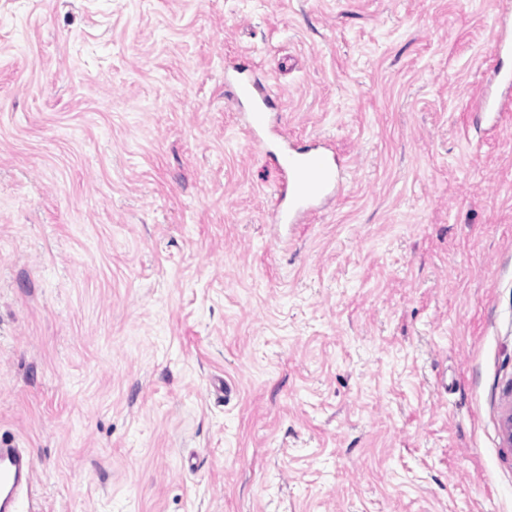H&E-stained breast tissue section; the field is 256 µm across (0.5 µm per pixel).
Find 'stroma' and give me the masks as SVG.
I'll return each mask as SVG.
<instances>
[{"label":"stroma","mask_w":512,"mask_h":512,"mask_svg":"<svg viewBox=\"0 0 512 512\" xmlns=\"http://www.w3.org/2000/svg\"><path fill=\"white\" fill-rule=\"evenodd\" d=\"M498 0H0V445L27 512H512ZM343 185L270 220L224 65ZM494 80L498 88L501 90L500 96H494L485 91L481 99L476 105L477 112H500L505 100L512 97V71H503L501 66L494 69ZM33 467L29 453L12 446L0 448V511L19 512L20 499L30 487Z\"/></svg>","instance_id":"1"}]
</instances>
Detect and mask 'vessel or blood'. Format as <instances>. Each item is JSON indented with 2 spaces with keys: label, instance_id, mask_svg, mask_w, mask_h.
I'll return each instance as SVG.
<instances>
[{
  "label": "vessel or blood",
  "instance_id": "b4317fda",
  "mask_svg": "<svg viewBox=\"0 0 512 512\" xmlns=\"http://www.w3.org/2000/svg\"><path fill=\"white\" fill-rule=\"evenodd\" d=\"M497 55L512 54V9L499 12ZM497 95L483 94L476 105L480 112H497L512 98V71L495 69ZM224 83L237 104L248 107L245 123L252 146L268 150L272 134L268 114L272 95L255 76L245 75L238 65L225 64ZM279 183L272 221L276 224H304L316 213L319 203L338 193L342 169L335 156L317 145L289 146L274 158ZM33 467L28 452L12 446L0 448V512H18L20 499L30 487Z\"/></svg>",
  "mask_w": 512,
  "mask_h": 512
}]
</instances>
